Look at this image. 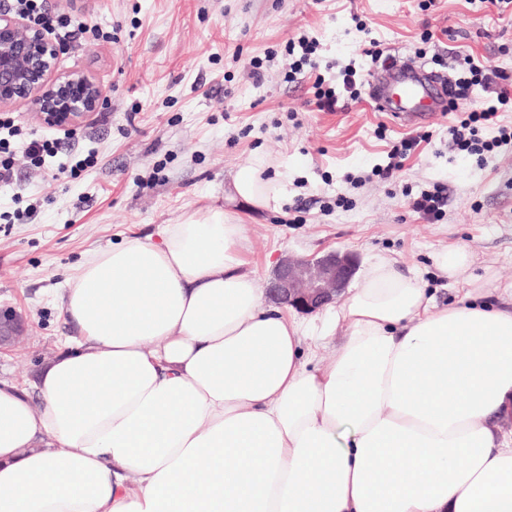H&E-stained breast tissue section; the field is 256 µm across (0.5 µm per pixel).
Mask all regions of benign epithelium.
Listing matches in <instances>:
<instances>
[{
	"mask_svg": "<svg viewBox=\"0 0 512 512\" xmlns=\"http://www.w3.org/2000/svg\"><path fill=\"white\" fill-rule=\"evenodd\" d=\"M62 51L44 28L16 13L0 11V108H24L40 124L66 132L79 127L106 103L103 87L83 71H57ZM356 270L349 253L331 251L310 260L285 256L265 286L269 300L314 313L336 302ZM24 320L0 308V344L24 340Z\"/></svg>",
	"mask_w": 512,
	"mask_h": 512,
	"instance_id": "obj_1",
	"label": "benign epithelium"
}]
</instances>
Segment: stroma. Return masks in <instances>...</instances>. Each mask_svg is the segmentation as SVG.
Instances as JSON below:
<instances>
[{
  "mask_svg": "<svg viewBox=\"0 0 512 512\" xmlns=\"http://www.w3.org/2000/svg\"><path fill=\"white\" fill-rule=\"evenodd\" d=\"M112 35L64 41L62 71H88L107 103L71 133L36 123L28 112L0 109V128L20 158L12 183H0V306L27 318L23 348L0 349V379L33 389L38 370L75 342L59 295L93 251L155 231L222 198L234 172L265 158L286 192L272 211L238 205L249 247L243 255L259 281L282 256L312 258L336 250L359 265L396 259L419 272L437 304L459 300L437 253L463 246L470 272L490 287V302L512 305V149L486 162L449 150L458 112L480 108L473 87L457 112L401 125L367 100L336 112L312 102L315 78L334 81L341 67H372L371 49L399 62L413 58L457 76L456 55L512 71V20L486 0H47ZM316 43L315 72L289 80L290 42ZM264 78L254 81L250 63ZM430 135L397 176H373L393 142ZM66 142L67 166L51 178L22 153L31 139ZM444 186V217L410 211L409 195Z\"/></svg>",
  "mask_w": 512,
  "mask_h": 512,
  "instance_id": "obj_1",
  "label": "stroma"
}]
</instances>
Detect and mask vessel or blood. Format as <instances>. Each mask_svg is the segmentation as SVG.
<instances>
[{
    "instance_id": "obj_1",
    "label": "vessel or blood",
    "mask_w": 512,
    "mask_h": 512,
    "mask_svg": "<svg viewBox=\"0 0 512 512\" xmlns=\"http://www.w3.org/2000/svg\"><path fill=\"white\" fill-rule=\"evenodd\" d=\"M368 86L372 107L400 121L424 117L440 97L423 67L412 62L401 67L378 66L371 71Z\"/></svg>"
}]
</instances>
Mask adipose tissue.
<instances>
[{
	"label": "adipose tissue",
	"mask_w": 512,
	"mask_h": 512,
	"mask_svg": "<svg viewBox=\"0 0 512 512\" xmlns=\"http://www.w3.org/2000/svg\"><path fill=\"white\" fill-rule=\"evenodd\" d=\"M282 195L256 159L225 204L77 268L80 341L36 395L0 380V512H512V307L457 247L436 260L457 302L381 258L321 318L287 314L231 209Z\"/></svg>",
	"instance_id": "adipose-tissue-1"
}]
</instances>
